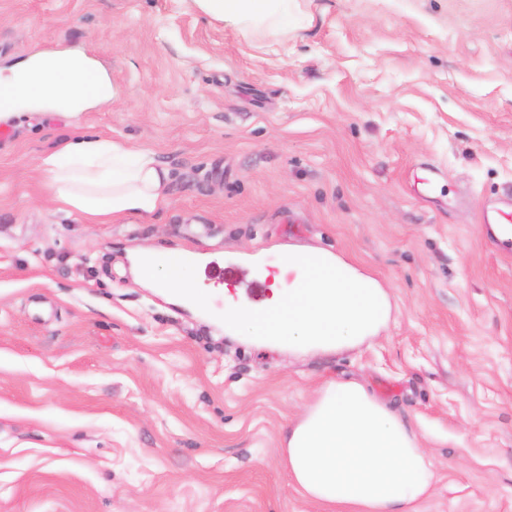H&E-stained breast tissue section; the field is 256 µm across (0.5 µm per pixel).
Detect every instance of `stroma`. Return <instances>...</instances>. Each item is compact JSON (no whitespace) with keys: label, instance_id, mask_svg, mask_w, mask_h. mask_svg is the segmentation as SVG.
Wrapping results in <instances>:
<instances>
[{"label":"stroma","instance_id":"stroma-1","mask_svg":"<svg viewBox=\"0 0 512 512\" xmlns=\"http://www.w3.org/2000/svg\"><path fill=\"white\" fill-rule=\"evenodd\" d=\"M61 49L112 97L0 122V512H347L283 464L336 380L421 436L414 512H512V248L482 220L512 212V0H289L252 36L190 0H0V69ZM86 134L151 148L170 205L58 211L39 159ZM322 249L389 293L379 337L297 355L225 328ZM147 251L192 255L209 311L143 280Z\"/></svg>","mask_w":512,"mask_h":512}]
</instances>
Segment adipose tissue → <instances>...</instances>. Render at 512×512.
I'll return each mask as SVG.
<instances>
[{"mask_svg": "<svg viewBox=\"0 0 512 512\" xmlns=\"http://www.w3.org/2000/svg\"><path fill=\"white\" fill-rule=\"evenodd\" d=\"M199 11L244 29L274 27L288 0H192ZM84 54L33 55L0 74V84H26L28 94L0 108V120L24 111L79 110L110 98L91 91ZM52 201L95 224L141 218L168 204V170L147 149L98 136L71 139L43 156ZM284 463L304 496L355 512H412L430 489L432 463L418 434L388 404L356 381L326 382L313 405L288 429Z\"/></svg>", "mask_w": 512, "mask_h": 512, "instance_id": "1", "label": "adipose tissue"}]
</instances>
